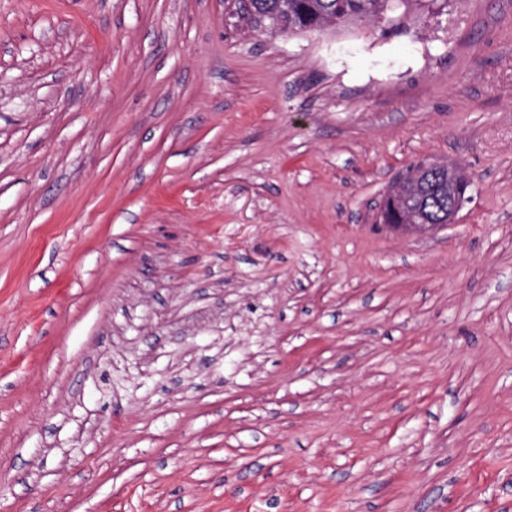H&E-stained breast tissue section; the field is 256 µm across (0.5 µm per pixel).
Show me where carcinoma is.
Here are the masks:
<instances>
[{
  "label": "carcinoma",
  "mask_w": 512,
  "mask_h": 512,
  "mask_svg": "<svg viewBox=\"0 0 512 512\" xmlns=\"http://www.w3.org/2000/svg\"><path fill=\"white\" fill-rule=\"evenodd\" d=\"M281 4L282 0H233L232 9L252 24L276 22L277 29H264L269 34L320 32L363 20L381 22L395 11L391 0H288L286 11L281 10ZM465 189L462 179L448 177V165L427 169L420 161L406 169L400 188L387 194L385 220L411 223L414 201L419 198L429 214L446 224L448 198Z\"/></svg>",
  "instance_id": "cac0c4a2"
}]
</instances>
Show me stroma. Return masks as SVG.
Masks as SVG:
<instances>
[{"label":"stroma","mask_w":512,"mask_h":512,"mask_svg":"<svg viewBox=\"0 0 512 512\" xmlns=\"http://www.w3.org/2000/svg\"><path fill=\"white\" fill-rule=\"evenodd\" d=\"M226 13L0 0V512H512V0ZM393 0H283L288 12L281 11V0H233L232 9L237 16L246 18L252 28L260 33H312L326 29H335L356 21L373 20L381 22L387 19L389 12L410 5L423 6L421 0H395L397 6H391ZM267 23L275 21L279 28L260 30L259 20ZM261 27V26H260ZM276 31V32H274ZM423 165L424 160L407 168L403 173L405 177L400 188L387 194L385 218L382 219V223L384 220L402 223L385 224L387 228L397 231H431L447 227L451 223L448 220V196L453 198L460 195L450 202L452 211L450 218L458 214L468 201V197L461 195L467 186L462 178L456 179L453 176L448 181V163H444L441 168L437 169H427ZM434 180H436V187ZM418 197L425 204L429 214L443 224H411L414 201Z\"/></svg>","instance_id":"35a3bbf8"}]
</instances>
